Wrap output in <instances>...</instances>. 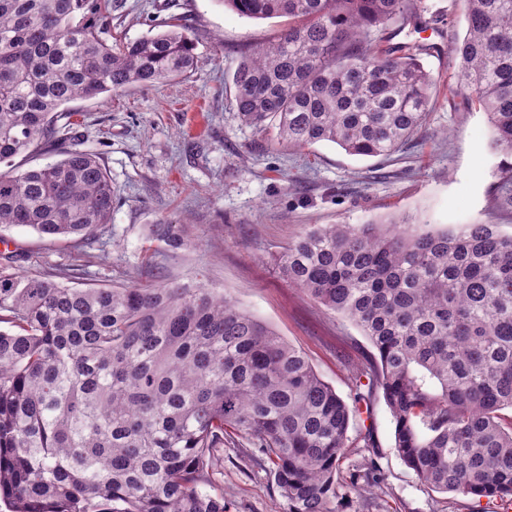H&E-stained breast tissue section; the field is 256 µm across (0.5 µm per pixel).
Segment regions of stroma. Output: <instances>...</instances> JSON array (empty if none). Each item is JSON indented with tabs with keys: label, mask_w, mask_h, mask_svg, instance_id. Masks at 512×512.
Wrapping results in <instances>:
<instances>
[{
	"label": "stroma",
	"mask_w": 512,
	"mask_h": 512,
	"mask_svg": "<svg viewBox=\"0 0 512 512\" xmlns=\"http://www.w3.org/2000/svg\"><path fill=\"white\" fill-rule=\"evenodd\" d=\"M195 43L192 71L154 86L67 104L57 135L0 164L12 175L61 160L76 147L99 156L114 189L112 222L100 243L52 242L27 226L0 230V271L39 275L72 286L128 285L160 273L200 280L234 300L301 350L322 379L351 400V370L372 347L352 321L315 305L275 270L274 260L307 224H361L409 216L433 224L486 219L497 195L502 155L475 104L449 95L458 70L451 53L423 51L434 80L421 130L386 159L346 154L329 142L303 149L245 125L227 85L242 55L269 43L282 19H249L222 0H110L97 28L107 44L166 30L172 19ZM462 0H422L402 26L404 43L463 37ZM185 225L189 242L147 254L154 224ZM394 424L382 392L356 413L336 476L332 512H503L494 497L432 490L392 449ZM375 447H366L365 434ZM373 459L382 483L359 496L348 473ZM212 493L229 512H285L274 479L245 449L225 447L224 473Z\"/></svg>",
	"instance_id": "35a3bbf8"
}]
</instances>
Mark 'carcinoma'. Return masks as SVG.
<instances>
[{
    "instance_id": "obj_1",
    "label": "carcinoma",
    "mask_w": 512,
    "mask_h": 512,
    "mask_svg": "<svg viewBox=\"0 0 512 512\" xmlns=\"http://www.w3.org/2000/svg\"><path fill=\"white\" fill-rule=\"evenodd\" d=\"M466 34L451 95L484 112L512 157V0H464ZM421 0H224L250 19L286 18L242 57L233 110L294 148L397 152L422 126L431 75L413 45L378 34ZM108 0H0V164L55 134L76 100L191 71L183 24L115 47L94 16ZM512 207V162L497 171ZM112 180L72 148L0 175V227L92 241L112 223ZM149 238L186 245L182 224ZM278 272L361 330L376 353L352 373L349 405L303 352L203 282L158 279L78 288L0 273V499L10 512H228L205 487L224 440L257 449L287 512H331L356 411L382 390L393 450L442 493L512 502V234L500 225L434 228L402 217L304 228ZM369 460L350 473L374 482Z\"/></svg>"
}]
</instances>
